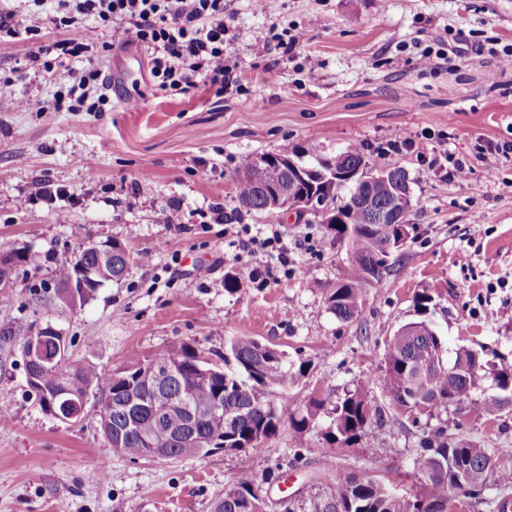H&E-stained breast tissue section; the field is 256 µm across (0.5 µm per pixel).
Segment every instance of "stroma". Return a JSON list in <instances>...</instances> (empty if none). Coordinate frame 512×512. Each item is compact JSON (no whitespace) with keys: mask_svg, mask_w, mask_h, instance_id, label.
<instances>
[{"mask_svg":"<svg viewBox=\"0 0 512 512\" xmlns=\"http://www.w3.org/2000/svg\"><path fill=\"white\" fill-rule=\"evenodd\" d=\"M10 8L19 21L39 9L46 23L22 40L0 33V83L12 92L0 103V253L38 258L0 287V329L51 323L67 338L69 364L101 374L181 342L216 361L230 337L251 336L281 352L298 378L273 395L281 422L259 447L130 459L113 452L94 401L77 420L43 412L19 345L0 342V403L10 407L0 419V512H211L244 470L267 495L268 512H284L285 496L294 512H309V494L344 471H378L399 493H422L413 459L441 426L452 439L512 445V409L493 420L468 411L414 416L390 402L380 369L389 338L418 320L426 291L446 360L466 347L488 371L512 369V151L491 162L485 151L486 141H512V69L495 57L512 45V0H265L259 9L224 0V49L237 66L232 89L220 96L199 84L160 88L150 46H111L108 31L89 19L92 59L112 75L106 112L51 106L67 91L69 71L88 61L46 50L66 36L55 25L58 0H12ZM270 27L305 30L306 40L288 54L276 45L252 54L253 33ZM459 34L474 48L468 58L420 67L418 47L439 48ZM312 56L320 67L310 68ZM130 97L135 107H127ZM406 138L418 151L390 148ZM352 146L408 172L413 230L357 318L344 321L327 296L352 269L346 248L319 220L284 217L276 228L288 270L257 276L241 241L269 225L240 205L234 178L261 153L287 147L309 161ZM449 153L466 165V177L428 167ZM81 156L94 167H81ZM48 184L67 196L41 201ZM173 205L179 230L155 221ZM217 206L224 223L204 225ZM307 236L316 250L303 247ZM106 240L128 246L126 277L80 307L59 301L56 267ZM228 275L238 283L230 292ZM357 390L384 408L383 425L357 444L324 442L326 410L307 431L292 428L291 414L311 399L331 405Z\"/></svg>","mask_w":512,"mask_h":512,"instance_id":"obj_1","label":"stroma"}]
</instances>
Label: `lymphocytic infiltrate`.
<instances>
[{"instance_id":"lymphocytic-infiltrate-1","label":"lymphocytic infiltrate","mask_w":512,"mask_h":512,"mask_svg":"<svg viewBox=\"0 0 512 512\" xmlns=\"http://www.w3.org/2000/svg\"><path fill=\"white\" fill-rule=\"evenodd\" d=\"M59 23L67 33L54 47L62 54L86 52L78 18L96 17L108 28L113 44L138 40L154 51L151 75L161 88L200 80L222 94L232 68L224 52L228 21L224 0H59ZM66 96L71 112L104 111L110 99L103 93L102 71L88 66L71 73Z\"/></svg>"}]
</instances>
